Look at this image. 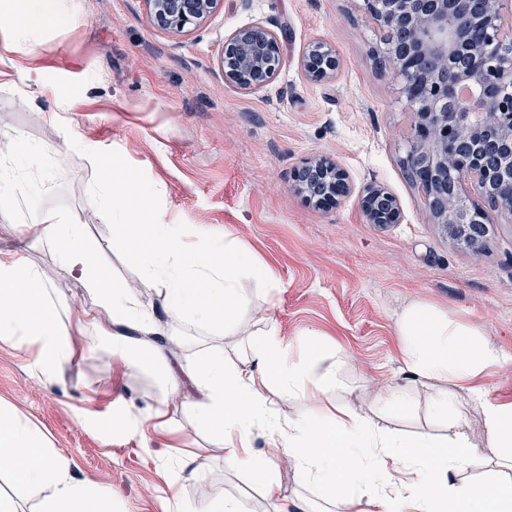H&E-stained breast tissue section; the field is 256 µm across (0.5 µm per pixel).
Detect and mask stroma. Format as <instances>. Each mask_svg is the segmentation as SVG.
<instances>
[{
	"mask_svg": "<svg viewBox=\"0 0 512 512\" xmlns=\"http://www.w3.org/2000/svg\"><path fill=\"white\" fill-rule=\"evenodd\" d=\"M76 9L75 23L35 52L0 41V158L20 131L66 152L41 204L67 212L115 276L132 282L136 270L113 252L112 227L87 196L116 163L152 187L167 223L247 243L278 278L270 317L280 337L323 334L348 358L350 384L400 379L394 314L413 298L481 327L512 355V215H494L478 254L428 222L426 198L402 166L412 116L394 71L371 54L383 30L360 0H224L183 36L156 27L145 0H77ZM256 23L285 29L283 61L264 87L245 90L225 81L220 56L225 37ZM315 42L340 57L331 80L311 81L301 66ZM55 87L75 97L73 108L60 109ZM69 130L80 146L67 145ZM319 156L344 168L351 185L328 210L306 203L294 181ZM373 181L398 199L400 223L368 222L360 195ZM25 210L20 200L0 203V251L22 250L54 283L67 319L94 310L89 294L58 278L44 245L20 241ZM74 343L73 361L47 373L36 347L0 341V403L48 434L76 482L109 486L113 512H160L163 497L180 512L183 502L230 494L265 512L255 478L226 469L191 411L164 433L102 434L95 423L108 418L115 393L140 415L158 408L156 391L113 363L94 335ZM189 452L200 455L201 480L182 469Z\"/></svg>",
	"mask_w": 512,
	"mask_h": 512,
	"instance_id": "35a3bbf8",
	"label": "stroma"
}]
</instances>
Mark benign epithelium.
Masks as SVG:
<instances>
[{
	"instance_id": "obj_1",
	"label": "benign epithelium",
	"mask_w": 512,
	"mask_h": 512,
	"mask_svg": "<svg viewBox=\"0 0 512 512\" xmlns=\"http://www.w3.org/2000/svg\"><path fill=\"white\" fill-rule=\"evenodd\" d=\"M153 23L175 35L201 26L224 0H145ZM381 27L407 26L403 37L386 44L383 59L401 78L400 93L414 116V134L404 164L428 202L430 217L459 244L481 250L492 213L512 215V78L503 59L512 44L502 35L499 0H362ZM478 16L482 37L472 31ZM277 31L257 23L224 38V79L258 89L282 63ZM301 65L316 82L333 78L340 65L336 50L310 45ZM306 201L326 208L349 194L346 171L316 158L295 174ZM473 187L475 200L467 193ZM371 224H398L397 198L371 182L360 196Z\"/></svg>"
}]
</instances>
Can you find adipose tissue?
<instances>
[{
  "label": "adipose tissue",
  "instance_id": "ef3b65f1",
  "mask_svg": "<svg viewBox=\"0 0 512 512\" xmlns=\"http://www.w3.org/2000/svg\"><path fill=\"white\" fill-rule=\"evenodd\" d=\"M0 38L29 52L47 31L68 27L72 0H0ZM47 148L15 136L14 155L0 161V201L22 197L27 213L21 233H35L61 277H75L98 307L64 322V304L36 267L0 252V340L36 346L51 372L71 361L73 333H93L112 359L153 376L161 401L179 396L211 447L224 451L227 469L258 476L273 512H287L280 467L288 465L301 496L298 512H512V401L491 396L483 384L512 356L477 326L423 301L405 303L395 315L401 369L409 382L379 387L367 410L344 401L339 376L343 355L318 332L285 342L265 324L245 341V354L221 347L189 349L171 365L154 337L189 326L203 335L233 331L238 312L268 311L279 285L274 271L248 245L225 236L223 245L185 225L165 223L152 190L127 174L103 178L89 205L112 226V243L139 273L128 285L101 268L92 240L68 217L44 209L57 167L37 168ZM251 281L252 289L242 288ZM156 302H148L147 293ZM427 390V413L443 433L415 436L382 426ZM302 404L281 417L276 398ZM267 429L268 451L249 449L252 431ZM481 438H474V431ZM0 473L36 501L39 512H112L109 491L70 477L68 459L26 417L0 408Z\"/></svg>",
  "mask_w": 512,
  "mask_h": 512
}]
</instances>
